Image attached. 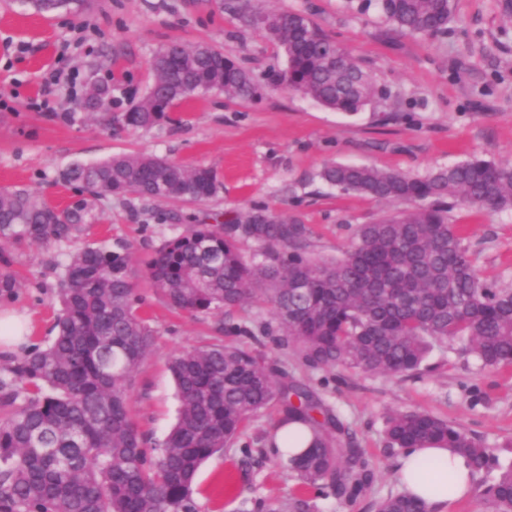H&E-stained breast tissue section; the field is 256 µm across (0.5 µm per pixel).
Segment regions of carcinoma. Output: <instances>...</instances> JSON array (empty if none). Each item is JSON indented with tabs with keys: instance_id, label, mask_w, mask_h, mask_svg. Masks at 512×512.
Returning <instances> with one entry per match:
<instances>
[{
	"instance_id": "1",
	"label": "carcinoma",
	"mask_w": 512,
	"mask_h": 512,
	"mask_svg": "<svg viewBox=\"0 0 512 512\" xmlns=\"http://www.w3.org/2000/svg\"><path fill=\"white\" fill-rule=\"evenodd\" d=\"M400 30L433 34L452 14V0H379ZM81 0H31L41 13ZM234 10L263 19L281 44L286 67L276 82L339 112L356 113L378 95L376 84L349 56H332L334 41L307 15L267 12L249 3ZM147 93L114 117L108 86L91 99L107 122L148 129L168 119L178 102L220 91L261 96L263 84L207 43L171 42L153 59ZM321 179L343 192L412 207L373 224L336 258L309 251L310 229L299 220L253 209L231 224H191L163 244L144 275L172 308L192 315H230L261 297L274 323L260 326L310 368L341 365L368 375L415 376L431 352L458 342L484 368L512 365V287L480 282L473 253L449 222L459 204L512 211V164L472 157L423 176L369 165L331 163ZM60 181L76 199L64 208L27 189L0 191V298L18 287L11 249L70 242L94 218L96 201L135 196L204 202L220 188L209 168L164 158L120 154L96 164L73 163ZM252 244L251 255L242 246ZM139 273L127 254L103 244L72 251L58 278L61 304L45 345L13 358L0 376V512H195L192 485L202 462L234 443L248 421L273 402L279 425L301 423L313 435L308 449L286 458L308 486L355 499L371 479L360 448L342 441L340 415L288 373L246 348L216 339L171 360L178 418L158 449L146 439L128 405L134 372L151 351L154 330L139 312ZM388 447L401 451L438 443L466 458L472 475L499 471L483 490L494 512H512V460L448 420L420 411L386 418ZM377 512H433L421 500L392 494Z\"/></svg>"
}]
</instances>
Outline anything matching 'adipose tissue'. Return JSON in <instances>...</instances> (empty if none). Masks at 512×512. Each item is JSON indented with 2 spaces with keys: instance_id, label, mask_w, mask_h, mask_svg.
Wrapping results in <instances>:
<instances>
[{
  "instance_id": "1",
  "label": "adipose tissue",
  "mask_w": 512,
  "mask_h": 512,
  "mask_svg": "<svg viewBox=\"0 0 512 512\" xmlns=\"http://www.w3.org/2000/svg\"><path fill=\"white\" fill-rule=\"evenodd\" d=\"M398 477L404 488L434 505L467 497L472 489L466 460L444 448L406 450Z\"/></svg>"
}]
</instances>
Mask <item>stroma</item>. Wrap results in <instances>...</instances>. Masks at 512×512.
<instances>
[{
  "mask_svg": "<svg viewBox=\"0 0 512 512\" xmlns=\"http://www.w3.org/2000/svg\"><path fill=\"white\" fill-rule=\"evenodd\" d=\"M234 0H89L83 10L42 14L26 0H0V189L25 188L59 206L74 192L58 181L75 162L122 153L156 155L185 167L211 168L221 187L203 204L112 197L98 202L86 241L125 247L144 269L153 253L188 225L228 221L265 208L296 218L312 231L315 254L336 256L358 225L402 210V203L344 193L324 183L325 163L366 164L422 175L472 156L512 164V0H453L446 29L415 35L395 29L378 0H260L268 11L308 15L372 74L384 99L355 115L327 109L298 92L270 84L285 67L277 43L230 10ZM205 42L224 51L266 87L261 99L221 93L173 106L168 121L149 129L106 128L79 108L91 85L112 91V110H128L155 79L154 55L167 43ZM71 112L74 122L56 120ZM474 253L478 276L512 282V212L460 206L451 213ZM73 246L51 243L12 250L19 286L0 299L29 317L32 343L54 334L58 276ZM142 309L155 342L134 373L129 408L148 448L160 447L179 402L171 356L217 335L221 313L193 316L169 307L138 278ZM270 364L313 389L341 416L349 438L369 461L373 478L351 503L314 496L282 465L274 448L247 457L244 444L269 438L279 404L260 411L241 440L207 460L195 482L197 512H238L242 500L280 504L313 499L315 512H376L400 489V455L388 448L386 418L428 411L512 457V366L479 369L459 348L431 357L421 378L366 375L352 369H312L293 350L255 345Z\"/></svg>",
  "mask_w": 512,
  "mask_h": 512,
  "instance_id": "stroma-1",
  "label": "stroma"
}]
</instances>
